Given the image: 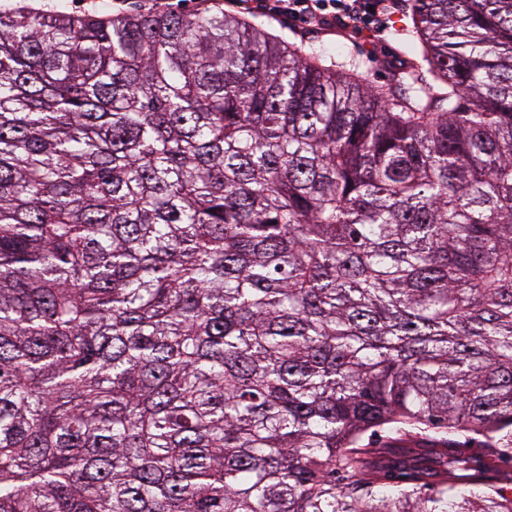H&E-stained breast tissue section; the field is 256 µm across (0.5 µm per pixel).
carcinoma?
Segmentation results:
<instances>
[{"instance_id": "1", "label": "carcinoma", "mask_w": 512, "mask_h": 512, "mask_svg": "<svg viewBox=\"0 0 512 512\" xmlns=\"http://www.w3.org/2000/svg\"><path fill=\"white\" fill-rule=\"evenodd\" d=\"M405 9L0 12V512H512V0ZM135 1V2H130ZM173 3L169 7L148 8L152 0H0V12L34 11L41 13L65 12L77 15H122L126 13L155 14L162 12H207L223 9L226 14L244 18L259 28L281 36L287 42L302 46L309 55H320L330 65L331 61L356 64L372 84L387 81L392 68H404L407 62V14L398 7L388 18L387 27L372 32L369 37H358L336 26L316 25L271 18L259 12H247L230 2L232 0H156ZM130 2V3H128ZM155 4H152V6ZM348 65V67H349ZM387 0H260L259 10L283 19L303 22L329 21L344 28L366 31L372 25L382 29L388 14ZM369 6H373L371 13Z\"/></svg>"}]
</instances>
